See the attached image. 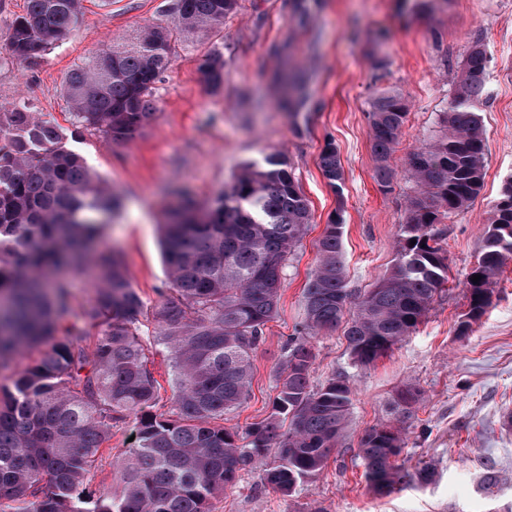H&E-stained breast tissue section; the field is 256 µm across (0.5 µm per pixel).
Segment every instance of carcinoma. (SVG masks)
Here are the masks:
<instances>
[{
  "label": "carcinoma",
  "instance_id": "1",
  "mask_svg": "<svg viewBox=\"0 0 512 512\" xmlns=\"http://www.w3.org/2000/svg\"><path fill=\"white\" fill-rule=\"evenodd\" d=\"M237 6L238 0H170L172 23L90 53L65 81L75 126L112 142L133 138L154 117L152 95L181 36L223 28ZM81 15L82 0H26L6 43L8 57L24 64L42 56L76 31ZM488 63L481 45L468 49L439 129L408 155L413 190L393 264L355 298L346 288L343 206L329 218L304 288L303 335L284 348L271 414L244 437L224 426V416L249 395L263 328L277 312L287 261L311 219L287 161L271 153L244 164L223 191L183 207L163 225L172 288L155 321L176 383L174 409L166 416L153 412L161 396L140 334L143 302L119 257L98 243L119 198L66 148L52 123L24 104L0 105V370L18 349L41 348L33 364L14 374L12 387L0 385V512H212V500L235 484L242 467L270 454L259 474L264 488L289 496L316 476L343 437L352 397L334 377L313 387L308 338L341 328L353 364L369 367L416 329L448 283L436 225L483 188L485 140L477 109L486 96ZM200 70L207 85L224 83L220 52L206 54ZM306 84L305 75H288L285 109L304 107ZM406 115L396 93L370 102L374 179L385 191L394 186L390 159ZM320 168L341 194L342 166L331 141ZM511 257L512 176L502 182L467 274V320L459 335L485 312ZM67 268L90 273L93 304L74 308ZM96 326L102 336L90 354L83 341ZM420 400L416 388L404 386L392 409L408 418ZM131 418L137 444L115 467L121 493L86 490L103 443ZM404 445L392 425L361 435L358 455L377 493L432 478L427 466L411 474L397 465Z\"/></svg>",
  "mask_w": 512,
  "mask_h": 512
}]
</instances>
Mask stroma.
Instances as JSON below:
<instances>
[{"label": "stroma", "mask_w": 512, "mask_h": 512, "mask_svg": "<svg viewBox=\"0 0 512 512\" xmlns=\"http://www.w3.org/2000/svg\"><path fill=\"white\" fill-rule=\"evenodd\" d=\"M296 0H239L221 30L182 38L154 92L155 115L134 139L108 142L76 128L63 95L71 68L89 52L133 31L168 22L166 0H83L74 34L31 64H0V104L27 102L62 132L121 207L104 225L102 241L121 251L133 288L155 312L170 282L161 224L183 197L203 203L232 182L242 165L281 154L290 164L311 211V222L285 270L276 315L264 327L254 356L249 396L229 414L245 430L262 421L276 395L281 350L304 318V288L317 265V243L329 217L342 210L346 287L359 295L383 276L397 251L412 184L409 153L437 128L462 73L468 48L480 43L489 58L487 95L479 106L485 139L484 186L477 198L441 224L448 286L417 329L370 367L355 366L341 332L312 339L311 381L336 377L352 392L349 427L315 477L285 497L257 485L259 462L239 473L235 486L213 502L214 512H512V259L497 277L490 305L467 335L458 326L468 310L466 276L483 244L493 204L512 175V0H306L299 25ZM224 57V84L211 90L200 65L207 52ZM303 70L308 99L299 114L279 102L282 76ZM407 103L403 134L392 163V191L373 179L367 113L379 92ZM333 142L344 180L334 193L319 155ZM422 393L404 424L398 464L415 471L430 464V482H410L387 496L369 488L358 458L362 433L396 424L395 391ZM134 423L114 429L88 476L90 490L110 488L113 465L127 454ZM497 473L493 493L481 485L484 463Z\"/></svg>", "instance_id": "35a3bbf8"}]
</instances>
